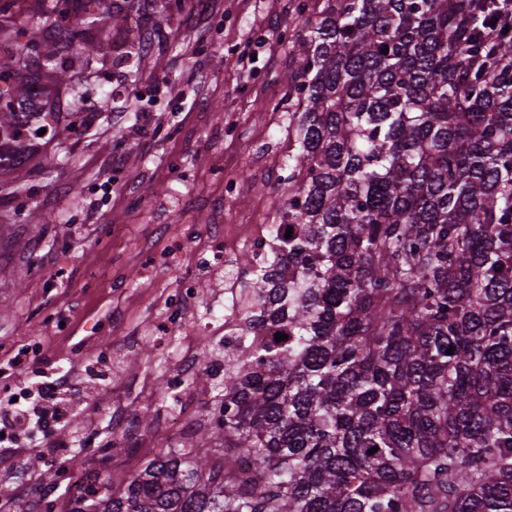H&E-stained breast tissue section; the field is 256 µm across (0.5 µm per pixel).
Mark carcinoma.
I'll use <instances>...</instances> for the list:
<instances>
[{
	"label": "carcinoma",
	"instance_id": "obj_1",
	"mask_svg": "<svg viewBox=\"0 0 512 512\" xmlns=\"http://www.w3.org/2000/svg\"><path fill=\"white\" fill-rule=\"evenodd\" d=\"M68 2L6 29L0 165L77 128L43 79L78 97L79 73L30 51L49 17L88 50ZM483 7L321 0L295 31L288 185L271 255H243L208 448L73 485L65 512H512V38H484Z\"/></svg>",
	"mask_w": 512,
	"mask_h": 512
}]
</instances>
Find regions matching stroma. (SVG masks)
<instances>
[{
    "instance_id": "stroma-1",
    "label": "stroma",
    "mask_w": 512,
    "mask_h": 512,
    "mask_svg": "<svg viewBox=\"0 0 512 512\" xmlns=\"http://www.w3.org/2000/svg\"><path fill=\"white\" fill-rule=\"evenodd\" d=\"M318 10L317 0H210L206 10L172 17L153 30L140 10L126 26L90 25L97 53L85 82L82 125L37 138L22 168H0V181L21 177L16 196L0 194V363L34 338L41 358L84 381L90 364L105 379L89 388L64 433L78 455L53 458L57 500L72 467L85 476L108 466L138 470L176 433L145 431L156 416L155 385L177 347L162 349L157 330L164 290L192 280L204 307L185 333L197 360L216 374L223 359L205 311L224 291L223 278L189 261L224 224H270L288 178V86L281 79L296 53L291 30ZM154 42L131 60L137 35ZM170 86H161V78ZM69 165L44 170L46 157ZM236 184L226 197L228 184ZM40 223H28V212ZM66 313V327L55 322ZM134 455L110 445L111 410ZM30 448L0 451V502L13 512L34 502L37 472Z\"/></svg>"
}]
</instances>
